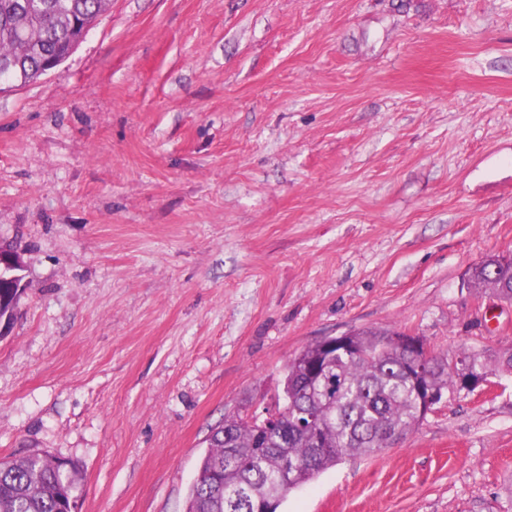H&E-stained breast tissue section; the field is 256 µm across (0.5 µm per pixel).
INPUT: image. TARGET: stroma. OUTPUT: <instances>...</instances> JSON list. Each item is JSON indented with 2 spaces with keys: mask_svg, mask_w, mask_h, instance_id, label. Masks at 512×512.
Segmentation results:
<instances>
[{
  "mask_svg": "<svg viewBox=\"0 0 512 512\" xmlns=\"http://www.w3.org/2000/svg\"><path fill=\"white\" fill-rule=\"evenodd\" d=\"M0 458L77 512H185L212 428L353 330L512 347L468 269L512 254V0H111L0 88ZM278 512H512V375ZM22 269H16L1 275L0 279V320L13 319L18 300L20 298V284L23 277L19 274ZM18 275L11 279L10 276Z\"/></svg>",
  "mask_w": 512,
  "mask_h": 512,
  "instance_id": "35a3bbf8",
  "label": "stroma"
}]
</instances>
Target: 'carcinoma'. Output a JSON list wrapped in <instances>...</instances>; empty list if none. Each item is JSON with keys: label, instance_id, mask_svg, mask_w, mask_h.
Listing matches in <instances>:
<instances>
[{"label": "carcinoma", "instance_id": "obj_1", "mask_svg": "<svg viewBox=\"0 0 512 512\" xmlns=\"http://www.w3.org/2000/svg\"><path fill=\"white\" fill-rule=\"evenodd\" d=\"M103 7V0H0V80L38 79L42 59H65ZM21 281L17 269L0 276V320L13 319ZM469 281L512 302V258L496 268L473 265ZM350 339L353 350L331 360L316 382L308 379V365L322 355L320 342L288 360L264 447H257L260 421L239 412L224 416L208 436L186 512H236L232 504L244 494L260 512H277L284 489L345 458L390 447L425 417L411 377L414 359L392 345L391 331L360 330ZM460 363L472 377L512 374V348L492 362L466 352L451 360L431 355L423 363L425 382L441 393L455 391ZM74 489L73 468L62 459L33 453L0 460V512H75Z\"/></svg>", "mask_w": 512, "mask_h": 512}]
</instances>
